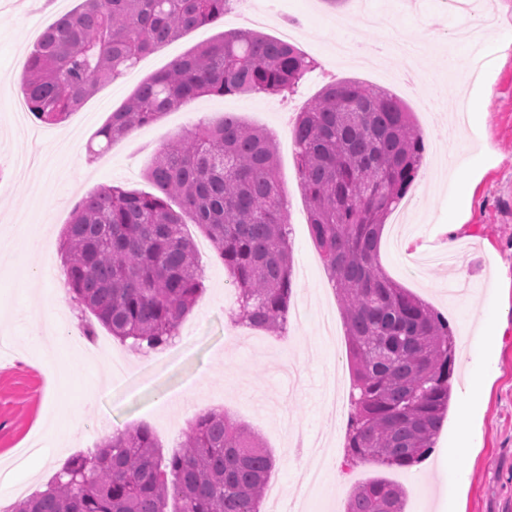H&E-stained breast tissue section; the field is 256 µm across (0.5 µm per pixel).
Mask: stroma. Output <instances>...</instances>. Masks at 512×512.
I'll return each instance as SVG.
<instances>
[{
  "instance_id": "obj_1",
  "label": "stroma",
  "mask_w": 512,
  "mask_h": 512,
  "mask_svg": "<svg viewBox=\"0 0 512 512\" xmlns=\"http://www.w3.org/2000/svg\"><path fill=\"white\" fill-rule=\"evenodd\" d=\"M281 2L282 14L266 19L260 33L277 38L293 28L297 47L316 59L337 36L336 14L358 11L363 0H343L338 7L327 0ZM78 4L79 0H0V78L25 72L39 25L57 20ZM251 8L250 0H234L223 21L190 29L159 46L135 69L99 87L66 122L48 125L30 117L15 123L8 99L0 98V184L5 187L0 193V254L20 245L12 229L15 216L36 211L33 227L57 241L75 208L95 188L151 191L145 174L162 144L230 113L274 136L279 176L289 190L294 284L290 303L302 306L304 316L288 321L281 335L247 330L232 337L229 316L236 304L228 272L215 249L204 247L198 227L186 224L187 234L202 246L198 261L204 291L192 315L182 320L176 342L147 358L134 360L102 325H95L93 336L85 337L89 318L73 313L62 278L43 284L46 299L60 309L66 335L80 337L90 351L111 344L114 360L125 364L124 375L103 390L100 367L66 353L48 364L38 350L20 344L34 321L28 285L43 256L29 254L0 264V336H12L17 343L11 355L0 358V458L12 456L48 426L59 425L67 439L61 447L46 450L39 481L45 483L68 459L93 450L113 431L149 428L167 454L184 440L196 416L223 411L248 425L276 457L261 501L263 512H273L276 490H291L305 479L308 449L319 439L334 450L331 486L316 495L309 512H344L352 488L377 475L405 487L406 512H512V48L473 62L470 44L452 35L463 19L446 13L440 0H416L410 7L400 0H377L372 22L357 31L365 42L389 41L397 28L424 40L426 58L413 83L393 90L428 133L424 163L405 198L404 215L393 214L387 220L380 263L391 280L447 317L457 337L458 363L448 415L426 460L408 469L370 462L347 467L342 452L335 449L345 439L346 426L329 414L324 391L334 372L342 386H350L348 343L325 337L321 314L329 312L340 328L345 319L338 292L330 288L310 237L307 201L298 185L288 131L323 85L356 80L374 86L379 76L353 67L331 68L321 81H302L296 92L285 96H201L115 140L109 163L89 157L86 150L144 78L220 33L241 29V16ZM463 69L480 74L486 89L484 130L478 135L458 128L453 120L459 96L450 87ZM460 179L470 184V205L459 213L449 189ZM454 212L460 222L454 234L460 260L414 268L405 255L407 247L429 253L441 250ZM490 288L496 291V315L504 329L497 370L479 398L476 447L457 461L468 472L469 483L457 500L449 502L443 495L442 471L459 409L469 395V338L479 328ZM228 355L234 359L229 372L223 363ZM92 390L97 397L89 405L85 399Z\"/></svg>"
}]
</instances>
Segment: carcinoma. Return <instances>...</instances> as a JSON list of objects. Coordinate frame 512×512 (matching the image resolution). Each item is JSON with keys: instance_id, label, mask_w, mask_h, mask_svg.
<instances>
[{"instance_id": "cac0c4a2", "label": "carcinoma", "mask_w": 512, "mask_h": 512, "mask_svg": "<svg viewBox=\"0 0 512 512\" xmlns=\"http://www.w3.org/2000/svg\"><path fill=\"white\" fill-rule=\"evenodd\" d=\"M232 0H82L43 31L27 63L26 102L57 124L97 87L161 44L224 19ZM316 62L268 35L228 32L143 81L87 145L92 156L200 96L294 91ZM310 235L343 305L352 388L344 459L407 468L433 448L451 399L448 320L381 270L382 227L422 167V131L396 96L354 81L327 85L292 128ZM157 193L101 187L62 235L72 302L131 347H163L203 291L189 215L224 261L239 318L285 328L293 293L283 189L272 136L232 114L157 149ZM177 201L180 211L171 203ZM271 451L226 413L194 419L169 457L146 427L71 458L13 512H259ZM404 488L357 485L345 512H406Z\"/></svg>"}]
</instances>
